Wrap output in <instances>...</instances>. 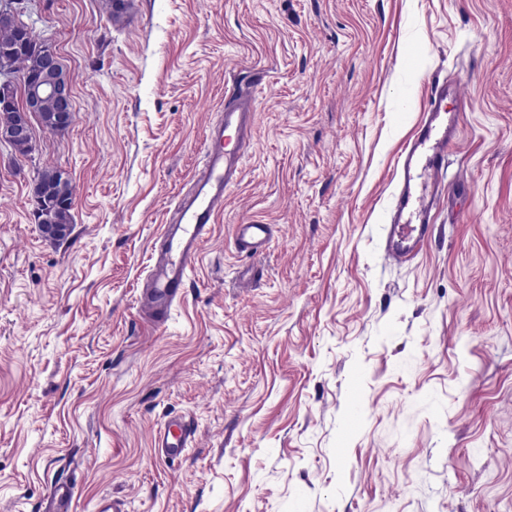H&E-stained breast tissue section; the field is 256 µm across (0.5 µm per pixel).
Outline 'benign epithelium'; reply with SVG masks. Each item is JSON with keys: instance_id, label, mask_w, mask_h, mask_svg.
<instances>
[{"instance_id": "obj_1", "label": "benign epithelium", "mask_w": 512, "mask_h": 512, "mask_svg": "<svg viewBox=\"0 0 512 512\" xmlns=\"http://www.w3.org/2000/svg\"><path fill=\"white\" fill-rule=\"evenodd\" d=\"M27 33L29 47L39 55L40 64L36 69L19 75L14 74L9 67H3L0 108L22 112L25 119L1 129L0 143L11 147L17 141H24L34 150L36 145L32 119L43 112H58L63 121L60 128L69 126L74 92L56 47L45 39L37 38L30 29Z\"/></svg>"}]
</instances>
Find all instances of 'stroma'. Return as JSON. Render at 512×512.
Segmentation results:
<instances>
[{
  "label": "stroma",
  "instance_id": "stroma-1",
  "mask_svg": "<svg viewBox=\"0 0 512 512\" xmlns=\"http://www.w3.org/2000/svg\"><path fill=\"white\" fill-rule=\"evenodd\" d=\"M31 0L74 90L0 145V512H512V0ZM468 103L433 236L382 254L431 77ZM254 145L165 328L136 296L225 85ZM68 172V238L33 216ZM271 225L242 253L237 224ZM180 416L179 460L152 447ZM192 430L181 417H170L156 430L153 438L155 452L168 461L182 458L190 448ZM75 488L68 482L58 481L51 485L41 512H71Z\"/></svg>",
  "mask_w": 512,
  "mask_h": 512
}]
</instances>
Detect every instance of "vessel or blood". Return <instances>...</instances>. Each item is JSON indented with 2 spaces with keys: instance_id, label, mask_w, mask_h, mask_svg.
Listing matches in <instances>:
<instances>
[{
  "instance_id": "obj_1",
  "label": "vessel or blood",
  "mask_w": 512,
  "mask_h": 512,
  "mask_svg": "<svg viewBox=\"0 0 512 512\" xmlns=\"http://www.w3.org/2000/svg\"><path fill=\"white\" fill-rule=\"evenodd\" d=\"M464 102L460 82L431 80L427 104L416 131L404 144L397 165L400 178L386 211L383 254L403 263L419 252L432 232L433 211L445 190L448 152L458 143V116L447 100ZM254 93L237 95L225 103L224 119L212 125L201 147L202 164L190 190L174 207L153 249L138 304L155 326H164L173 304L181 302L188 271L213 236V224L224 211L225 196L237 185L253 139ZM234 239L240 251L255 255L270 241L266 224H238ZM192 432L180 417L168 418L157 429L153 446L168 461L182 458ZM75 488L67 482L51 485L41 512H71Z\"/></svg>"
}]
</instances>
